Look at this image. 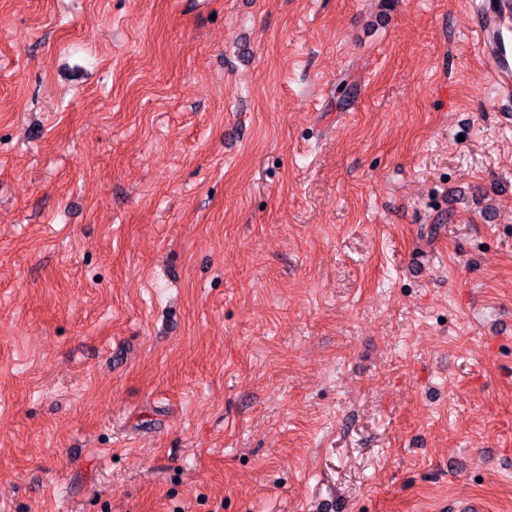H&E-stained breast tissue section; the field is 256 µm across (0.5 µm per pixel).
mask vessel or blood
<instances>
[{"label":"vessel or blood","mask_w":512,"mask_h":512,"mask_svg":"<svg viewBox=\"0 0 512 512\" xmlns=\"http://www.w3.org/2000/svg\"><path fill=\"white\" fill-rule=\"evenodd\" d=\"M472 29L490 63L499 101L512 104V0H480L472 7Z\"/></svg>","instance_id":"vessel-or-blood-1"}]
</instances>
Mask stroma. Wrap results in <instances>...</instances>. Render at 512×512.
Returning a JSON list of instances; mask_svg holds the SVG:
<instances>
[{"label":"stroma","mask_w":512,"mask_h":512,"mask_svg":"<svg viewBox=\"0 0 512 512\" xmlns=\"http://www.w3.org/2000/svg\"><path fill=\"white\" fill-rule=\"evenodd\" d=\"M471 0H0V512H512V106Z\"/></svg>","instance_id":"1"}]
</instances>
